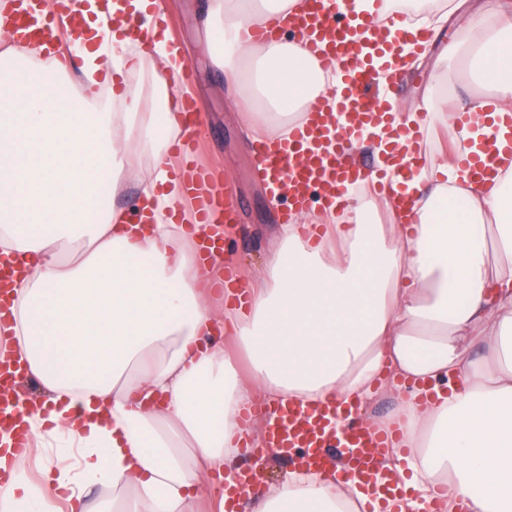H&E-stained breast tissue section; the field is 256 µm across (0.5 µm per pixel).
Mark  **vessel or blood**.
I'll return each mask as SVG.
<instances>
[{"instance_id":"b4317fda","label":"vessel or blood","mask_w":512,"mask_h":512,"mask_svg":"<svg viewBox=\"0 0 512 512\" xmlns=\"http://www.w3.org/2000/svg\"><path fill=\"white\" fill-rule=\"evenodd\" d=\"M77 0H51V13H44L42 0H10L0 18L22 41L40 46L47 57L84 39L88 30L76 8ZM348 0H304V7L286 19L283 29L300 40L318 61L332 60L340 75L325 92L327 110L309 112L305 122L284 139L264 140L252 149L263 167L266 185L283 207L285 221L297 213L319 208L332 213L343 206L348 191L357 185L379 186L382 178L367 166L352 162L356 143L368 129L384 124L392 112L389 99L374 93L379 70L402 72L404 43L422 45L428 31L409 26L404 17L387 10L386 0H377L385 11L384 25L349 9ZM127 37L140 45L155 41L152 28L140 15L121 16ZM188 71L170 73L164 80L177 111L183 112L188 135L180 152L182 177L201 224H230L236 201L215 170L196 155L200 119L188 90ZM512 151V115L503 127H492L479 151L461 149L460 160L467 177L488 175L500 154ZM399 437L396 429L384 430L360 420L353 404L328 402L317 406L281 403L267 418L268 447L291 452L295 464L306 471L326 472L327 451L335 446L351 449L336 479H355L371 494L389 495L378 465ZM248 476L239 475L224 487V512H236V502L250 492Z\"/></svg>"}]
</instances>
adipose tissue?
I'll return each mask as SVG.
<instances>
[{
    "label": "adipose tissue",
    "instance_id": "ef3b65f1",
    "mask_svg": "<svg viewBox=\"0 0 512 512\" xmlns=\"http://www.w3.org/2000/svg\"><path fill=\"white\" fill-rule=\"evenodd\" d=\"M417 26L456 21L453 53L495 109L469 133L512 113V0H406ZM301 0H210L212 58L241 99L254 138H282L336 80L283 37L255 41ZM99 5L79 44L82 79L0 26V58L23 74L0 85V259L14 268L0 300L7 346L41 387L25 417L44 482L0 455V512H214L224 492L210 476L232 467L245 438L241 413L257 396L304 403L389 392L399 457L382 467L411 496V512H512V160L475 183L458 158L430 151L406 186L418 223L370 221L377 201L356 196L345 223L310 231L282 224L261 279L224 285V255L203 254L197 224L177 223L185 194L172 151L183 115L151 109L141 92L90 111L98 86L141 72L149 53L123 27H99ZM145 156L144 222L97 204V175ZM461 216L431 223L440 203ZM484 347L470 354V339ZM247 358L239 367L224 346ZM354 482L298 470L251 512H360Z\"/></svg>",
    "mask_w": 512,
    "mask_h": 512
}]
</instances>
